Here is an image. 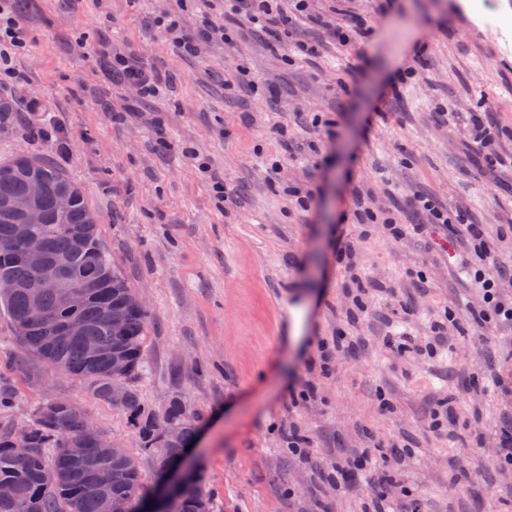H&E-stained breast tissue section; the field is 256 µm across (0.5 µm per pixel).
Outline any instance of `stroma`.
I'll list each match as a JSON object with an SVG mask.
<instances>
[{
  "label": "stroma",
  "instance_id": "35a3bbf8",
  "mask_svg": "<svg viewBox=\"0 0 512 512\" xmlns=\"http://www.w3.org/2000/svg\"><path fill=\"white\" fill-rule=\"evenodd\" d=\"M278 5L308 52L250 32L231 43L214 35L189 55L148 24L172 16L197 39L204 19L223 24L222 0H27L16 13L27 44L0 83L2 95L22 93L0 126V158H49L98 215L101 242L149 315L145 411L161 415L178 396L205 416L189 457L212 512H374L377 490L396 512H512V465L495 462L512 393L490 375L495 366L512 379V327L474 329L483 296L463 271L465 244L439 248L432 228L391 237L358 223L353 205L363 196L407 225L424 193L489 235L512 223V0H349L369 33L346 47L292 0ZM116 49L163 76L156 97L114 82ZM489 101L492 171L464 148L460 125ZM285 137L305 151L285 153ZM289 186L310 193L307 207ZM347 242L357 273L383 288L364 296L356 322L336 259ZM450 312L442 354L389 344L394 329L426 341ZM340 333L356 350L322 356ZM16 354L0 308V385L15 394L0 431L69 400L134 451L154 488L159 462L127 415ZM450 397L453 414L432 429L433 408ZM292 427L311 458L289 453ZM362 449L371 471L341 478Z\"/></svg>",
  "mask_w": 512,
  "mask_h": 512
}]
</instances>
